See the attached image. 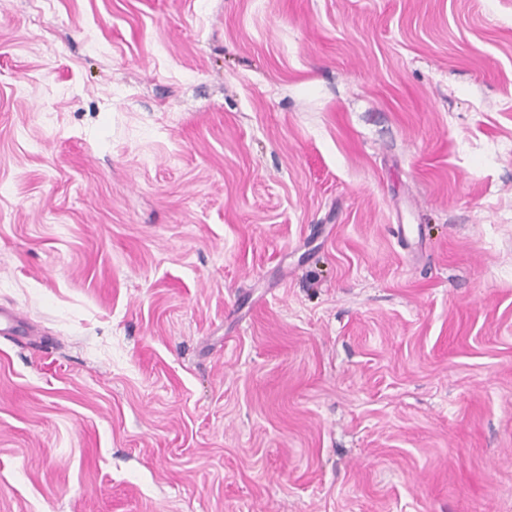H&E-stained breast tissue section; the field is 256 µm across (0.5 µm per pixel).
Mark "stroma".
Instances as JSON below:
<instances>
[{"mask_svg": "<svg viewBox=\"0 0 512 512\" xmlns=\"http://www.w3.org/2000/svg\"><path fill=\"white\" fill-rule=\"evenodd\" d=\"M0 512H512V0H0Z\"/></svg>", "mask_w": 512, "mask_h": 512, "instance_id": "stroma-1", "label": "stroma"}]
</instances>
